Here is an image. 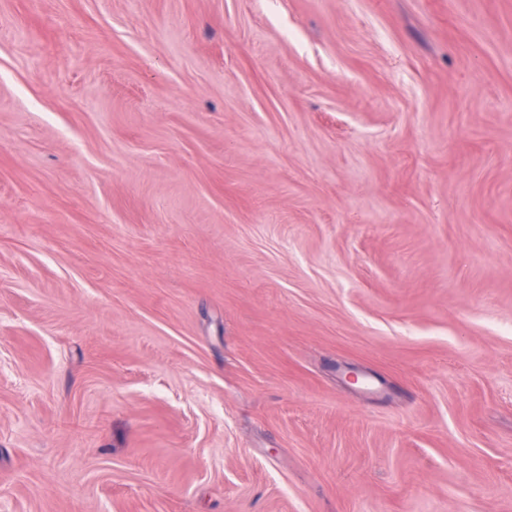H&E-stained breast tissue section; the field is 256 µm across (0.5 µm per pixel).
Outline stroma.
I'll use <instances>...</instances> for the list:
<instances>
[{
  "label": "stroma",
  "instance_id": "stroma-1",
  "mask_svg": "<svg viewBox=\"0 0 512 512\" xmlns=\"http://www.w3.org/2000/svg\"><path fill=\"white\" fill-rule=\"evenodd\" d=\"M0 512H512V0H0Z\"/></svg>",
  "mask_w": 512,
  "mask_h": 512
}]
</instances>
